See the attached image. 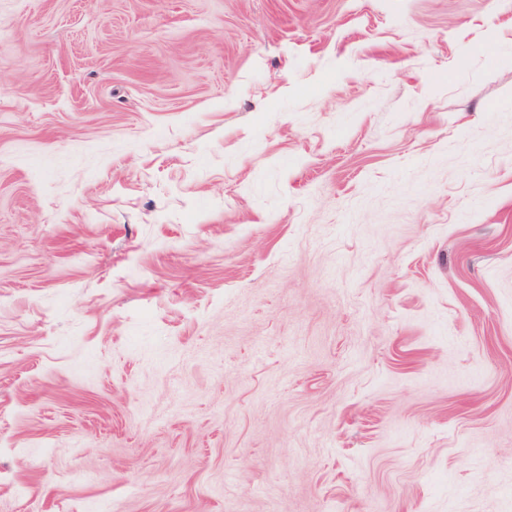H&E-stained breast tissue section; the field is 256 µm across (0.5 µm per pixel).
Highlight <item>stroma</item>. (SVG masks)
Masks as SVG:
<instances>
[{
  "instance_id": "obj_1",
  "label": "stroma",
  "mask_w": 512,
  "mask_h": 512,
  "mask_svg": "<svg viewBox=\"0 0 512 512\" xmlns=\"http://www.w3.org/2000/svg\"><path fill=\"white\" fill-rule=\"evenodd\" d=\"M0 512H512V0H0Z\"/></svg>"
}]
</instances>
